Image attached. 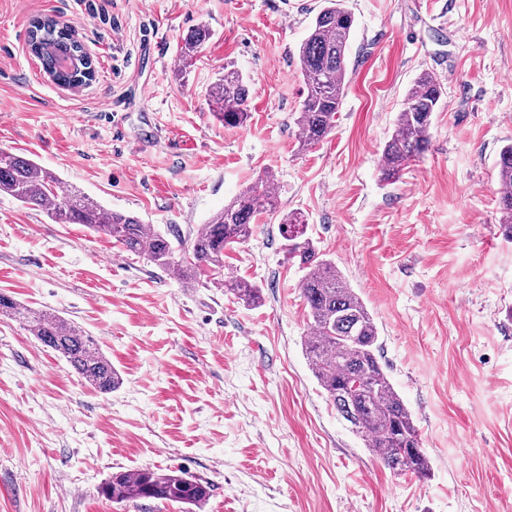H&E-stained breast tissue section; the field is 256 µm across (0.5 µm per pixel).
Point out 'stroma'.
Here are the masks:
<instances>
[{
    "instance_id": "stroma-1",
    "label": "stroma",
    "mask_w": 512,
    "mask_h": 512,
    "mask_svg": "<svg viewBox=\"0 0 512 512\" xmlns=\"http://www.w3.org/2000/svg\"><path fill=\"white\" fill-rule=\"evenodd\" d=\"M345 4L342 105L300 153L296 60L324 0H0V149L183 236L264 172L279 196L278 213L224 252L225 278L262 290L248 307L0 194V292L73 322L122 379L95 392L0 317V512H184L101 496L112 473L146 467L210 482L204 512H512V242L496 167L512 143V0ZM38 16L78 31L91 84L43 72L27 48ZM201 26L211 37L182 65ZM228 68L250 84L234 128L209 106ZM425 71L443 89L429 149L381 180L384 143ZM290 211L372 312L428 478L386 468L314 378L303 272L279 232Z\"/></svg>"
}]
</instances>
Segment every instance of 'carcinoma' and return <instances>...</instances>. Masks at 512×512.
I'll use <instances>...</instances> for the list:
<instances>
[{"label": "carcinoma", "mask_w": 512, "mask_h": 512, "mask_svg": "<svg viewBox=\"0 0 512 512\" xmlns=\"http://www.w3.org/2000/svg\"><path fill=\"white\" fill-rule=\"evenodd\" d=\"M353 28L354 16L343 0H324L299 47L298 71L306 89L297 117L298 146L303 150L321 142L333 128L345 90ZM209 38L210 31L204 27L191 31L180 49L182 62H188ZM27 45L57 84L64 87L75 82V74L56 69L58 55L83 52L69 38L68 28L51 17L38 18L30 26ZM249 95L243 75L226 69L211 90L213 112L225 125L240 126L248 118ZM441 98V83L434 74L424 72L415 79L382 150L383 180L400 177L428 150ZM497 167L501 229L512 240V144L500 150ZM60 185L52 172L35 161L0 150V193L46 211L56 224H83L111 238L170 272L185 286L205 282L225 289L247 306L261 302L260 287L246 279L226 281L221 271L224 250L249 239L262 213L278 209L273 173L258 176L187 238L179 234L170 238L138 216L106 209L75 189L61 193ZM279 230L287 241L288 260L305 270L300 284L310 328L305 352L315 378L337 414L388 469L396 475L428 476L431 465L422 449L419 428L381 362L379 329L372 313L347 285L336 264L322 258L303 216L286 215ZM0 316L23 323L95 391L108 394L119 385L111 360L73 323L54 313L23 307L1 292ZM211 492V483L180 470L151 468L115 473L101 487V494L117 503L162 500L184 504L187 512L201 509Z\"/></svg>", "instance_id": "cac0c4a2"}]
</instances>
